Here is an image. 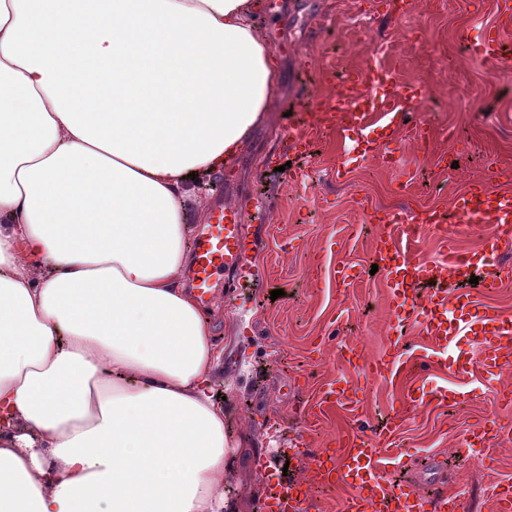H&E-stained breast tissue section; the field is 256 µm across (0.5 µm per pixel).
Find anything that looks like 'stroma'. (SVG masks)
Returning <instances> with one entry per match:
<instances>
[{
    "label": "stroma",
    "mask_w": 512,
    "mask_h": 512,
    "mask_svg": "<svg viewBox=\"0 0 512 512\" xmlns=\"http://www.w3.org/2000/svg\"><path fill=\"white\" fill-rule=\"evenodd\" d=\"M257 26L278 60L277 105L238 159L206 176L208 190L194 189L187 201L193 227L217 193L224 203L266 215L249 257L253 288L228 302L233 275L224 272L206 309L221 354L216 390L229 397L232 439L258 449L238 461L228 486L255 505L269 479L262 460L284 448L325 447L350 426L346 411L309 413L324 385L358 378L342 345L360 343L371 358L385 351L394 321L383 277L371 271L374 217L451 210L487 165L512 167V58L491 64L474 54L492 31L512 45V25L500 24L497 0H417L405 14L385 11L378 0H266ZM377 66L429 88L416 106L426 138L400 129L395 164L378 153L348 159L336 134L315 124L291 128L287 113L303 87L328 98L336 91L335 69ZM291 133L309 139L307 157L289 151ZM493 232V225L478 224L446 239L426 226L415 252L434 262L449 247H480ZM341 261L363 271L344 296L335 282ZM275 289L281 297H272ZM440 386L461 388L463 402L433 401ZM411 387L423 397L415 408L408 404ZM506 388L512 389V367L494 377H464L437 363L408 383L369 381L361 417L374 426L390 411L400 414L391 445L400 463L387 479L411 481L425 496L443 491L459 497L465 512H495L493 487L512 482V433L489 435L482 464L466 454L463 442L478 425L512 422V409L497 404ZM288 471L312 487L304 512H347L351 487L317 486L307 462L290 461Z\"/></svg>",
    "instance_id": "35a3bbf8"
}]
</instances>
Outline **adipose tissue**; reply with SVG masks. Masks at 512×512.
Listing matches in <instances>:
<instances>
[{
  "label": "adipose tissue",
  "instance_id": "adipose-tissue-1",
  "mask_svg": "<svg viewBox=\"0 0 512 512\" xmlns=\"http://www.w3.org/2000/svg\"><path fill=\"white\" fill-rule=\"evenodd\" d=\"M262 0H0V512H249L191 175L265 123Z\"/></svg>",
  "mask_w": 512,
  "mask_h": 512
}]
</instances>
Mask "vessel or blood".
I'll return each mask as SVG.
<instances>
[{"label": "vessel or blood", "instance_id": "obj_1", "mask_svg": "<svg viewBox=\"0 0 512 512\" xmlns=\"http://www.w3.org/2000/svg\"><path fill=\"white\" fill-rule=\"evenodd\" d=\"M424 94L421 86L394 85L389 70L369 69L353 73L335 97L309 99L305 106L307 111L317 113L318 125L349 136L346 153L363 159L380 149L391 161L399 150L397 129L420 123L414 105ZM374 118L381 128L375 138L370 135V121ZM502 174V168L489 165L482 179L455 200L457 223L493 225L494 233L481 249L462 254L451 250L435 263L410 255L408 246L416 237V225L444 221L442 212L427 209L407 216L397 232L378 233L373 242L395 319L421 320L440 358L447 357L449 347L460 337L475 343L476 356L455 359V370L462 375L476 371L492 375L512 365V319L492 308L478 306L461 291L471 275L488 266L494 272L482 284L485 294L495 293L503 280L512 277V265L496 261L503 250L512 247V195L497 187ZM252 245L241 211L214 202L192 239V288L196 297L203 300L210 296L215 275L224 270H236L242 281L252 277L253 269L247 262ZM452 286L457 289L453 295L448 292ZM348 360L368 379H408L423 366L420 358L403 357L395 342L372 360L365 358L362 349L352 348ZM361 390L360 384L336 381L323 391L310 413L316 416L334 408L356 411ZM314 457L321 485L342 482L354 488L348 512H462L458 498L443 494L425 498L409 484L385 481L382 473L389 460L379 454L367 432L351 431L343 450L319 448ZM308 496L309 489L302 480L281 476L272 489L263 493L260 509L300 512Z\"/></svg>", "mask_w": 512, "mask_h": 512}]
</instances>
